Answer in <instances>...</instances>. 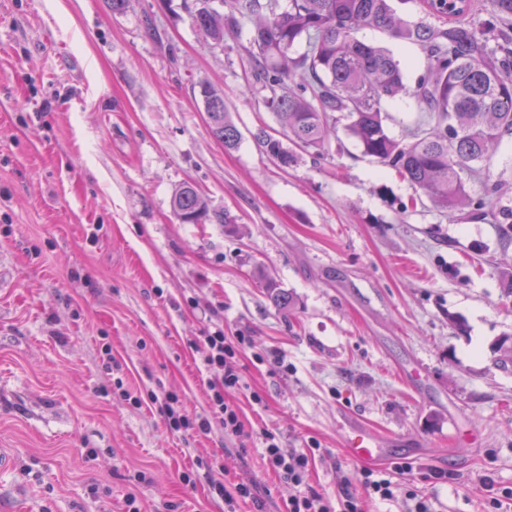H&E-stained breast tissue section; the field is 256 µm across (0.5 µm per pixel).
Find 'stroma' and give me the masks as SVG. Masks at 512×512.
<instances>
[{
  "label": "stroma",
  "mask_w": 512,
  "mask_h": 512,
  "mask_svg": "<svg viewBox=\"0 0 512 512\" xmlns=\"http://www.w3.org/2000/svg\"><path fill=\"white\" fill-rule=\"evenodd\" d=\"M192 3L0 0V512H128L131 495L140 512H286L263 432L314 449L309 484L333 497L362 490L350 421L386 448L373 467L411 463L435 512H481L512 487V136L485 164L495 221L436 207L341 128L278 167L252 138L282 126L247 32L214 44ZM203 81L237 149L212 135ZM186 182L205 223L172 213ZM211 321L247 341L229 395L244 452L146 398L207 414L221 374L193 342ZM201 459L254 499L226 507Z\"/></svg>",
  "instance_id": "obj_1"
}]
</instances>
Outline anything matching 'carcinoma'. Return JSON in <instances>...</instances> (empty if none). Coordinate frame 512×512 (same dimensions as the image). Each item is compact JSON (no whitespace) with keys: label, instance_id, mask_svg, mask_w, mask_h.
<instances>
[{"label":"carcinoma","instance_id":"carcinoma-1","mask_svg":"<svg viewBox=\"0 0 512 512\" xmlns=\"http://www.w3.org/2000/svg\"><path fill=\"white\" fill-rule=\"evenodd\" d=\"M441 25L402 18L393 0H195L193 27L216 44L249 23L248 54L264 102L283 122L282 137L260 128L252 134L259 150L284 166L301 151L322 154L341 114L344 128L362 155L394 170L446 211L473 207L497 216L501 184L482 177V166L502 139L512 135V0H490L494 36L466 22L473 0H424ZM371 29L417 47L424 67L414 86L386 47L357 33ZM213 136L234 149L241 134L224 107V96L201 85ZM415 99L421 115L406 138L392 137L385 105L402 96ZM480 182L471 197L466 178ZM172 210L183 223L207 218L204 198L191 184L180 186Z\"/></svg>","mask_w":512,"mask_h":512}]
</instances>
